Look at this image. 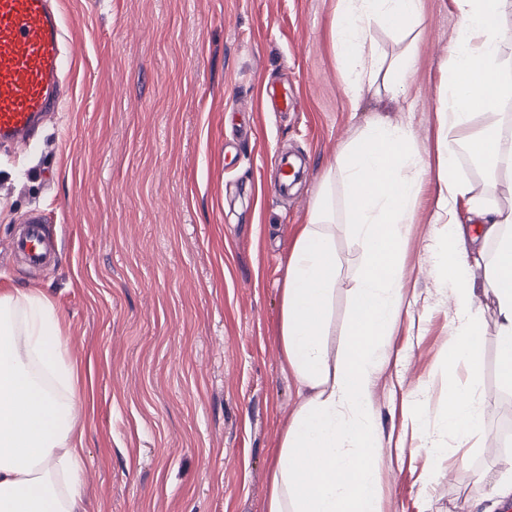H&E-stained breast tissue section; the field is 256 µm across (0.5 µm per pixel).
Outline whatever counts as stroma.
<instances>
[{"instance_id":"obj_1","label":"stroma","mask_w":512,"mask_h":512,"mask_svg":"<svg viewBox=\"0 0 512 512\" xmlns=\"http://www.w3.org/2000/svg\"><path fill=\"white\" fill-rule=\"evenodd\" d=\"M406 97L352 104L331 22L339 0H52L67 32L64 102L27 148L0 143V292L40 289L80 372L81 512H267L302 399L284 366L282 286L322 176L373 111L411 123L429 169L401 247L404 307L373 386L381 512H504L476 480L512 436L497 317L484 298L478 371L449 364L451 285L435 222L438 100L458 38L452 0H421ZM302 173L277 188L278 162ZM473 193L512 205V178L461 155ZM45 213L55 264L13 250ZM327 344L341 354L362 255L344 221ZM478 380L488 443L441 429L449 377ZM439 441L441 456L428 445Z\"/></svg>"}]
</instances>
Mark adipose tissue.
<instances>
[{
    "label": "adipose tissue",
    "mask_w": 512,
    "mask_h": 512,
    "mask_svg": "<svg viewBox=\"0 0 512 512\" xmlns=\"http://www.w3.org/2000/svg\"><path fill=\"white\" fill-rule=\"evenodd\" d=\"M421 0H340L333 28L349 77L351 101L364 91L394 101L406 95L409 54L388 58L369 38L371 24L404 31L420 16ZM460 40L449 51L447 88L437 110L442 138V187L436 220L447 230L439 258L452 285L453 361L477 365L482 350V293L498 313L499 381L512 390V207L472 195L456 176L458 155L478 156L512 169V135L502 108L512 99V57L502 51L512 0H454ZM483 125H474L475 115ZM427 167L411 126L374 114L340 150L326 171L288 258L282 288L281 340L288 372L305 399L281 442L268 512H380L372 386L391 352L390 332L403 305L400 255L404 228ZM465 199L485 230L469 239L451 203ZM359 241L363 262L348 301L339 361H331L325 336L338 267L331 229L337 209ZM486 266L483 285L474 269ZM61 320L39 289L0 293V512H80L84 467L83 423L76 409L79 371L68 361ZM442 429L484 435L486 413L473 386L448 384Z\"/></svg>",
    "instance_id": "adipose-tissue-1"
}]
</instances>
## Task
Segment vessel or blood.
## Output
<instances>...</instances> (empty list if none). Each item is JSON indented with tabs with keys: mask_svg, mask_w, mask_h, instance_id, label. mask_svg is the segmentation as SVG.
<instances>
[{
	"mask_svg": "<svg viewBox=\"0 0 512 512\" xmlns=\"http://www.w3.org/2000/svg\"><path fill=\"white\" fill-rule=\"evenodd\" d=\"M64 22L51 0H0V139L27 146L35 129L61 100L68 64ZM44 217L28 215L15 249L28 263L43 265L51 251Z\"/></svg>",
	"mask_w": 512,
	"mask_h": 512,
	"instance_id": "b4317fda",
	"label": "vessel or blood"
}]
</instances>
